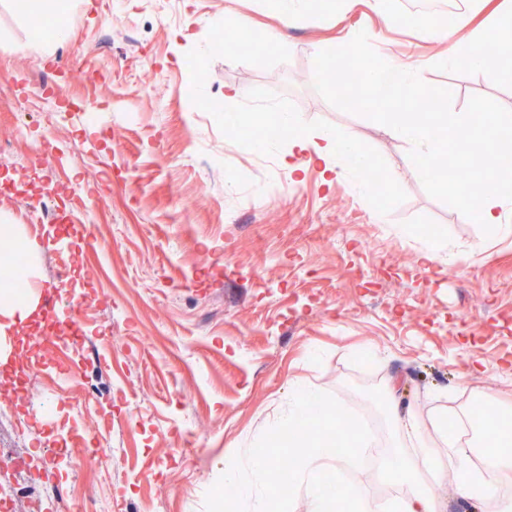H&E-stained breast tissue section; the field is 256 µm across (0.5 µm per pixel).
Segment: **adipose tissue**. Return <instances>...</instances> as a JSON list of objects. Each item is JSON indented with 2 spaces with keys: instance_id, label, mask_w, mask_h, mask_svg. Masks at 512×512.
I'll use <instances>...</instances> for the list:
<instances>
[{
  "instance_id": "adipose-tissue-1",
  "label": "adipose tissue",
  "mask_w": 512,
  "mask_h": 512,
  "mask_svg": "<svg viewBox=\"0 0 512 512\" xmlns=\"http://www.w3.org/2000/svg\"><path fill=\"white\" fill-rule=\"evenodd\" d=\"M504 20V15L500 14L492 17L490 25L471 27L464 38L450 45L447 52L449 65L464 62L474 67H487L493 57L489 49L491 29ZM280 122L288 129L287 139L279 144L283 167H291L294 157L307 156L318 162L325 181L330 183L338 176L340 166L344 165L357 173L358 191L364 195L369 193V184L360 177L365 157L354 143L334 131L312 128L292 113L282 114ZM455 200L469 217L484 224L493 235H512V226L503 221V212L512 204V198L483 190L456 195ZM386 408L392 419L407 430L411 443L418 447L416 455L400 449L387 457L384 463V479L406 491L404 497L390 503L391 512H440L442 502L431 492L424 477L428 471L443 479L454 478L459 492L468 498L479 500L487 496L489 485L484 475L501 466L503 449L512 446V432L488 425L486 435L491 440V447L479 454L472 445L448 438L447 411H437L428 419H421L417 409H402L401 400L393 391L387 396ZM440 437L446 439V447H438L436 440ZM477 456L482 459L478 465L473 462Z\"/></svg>"
}]
</instances>
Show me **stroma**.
<instances>
[{"label":"stroma","instance_id":"1","mask_svg":"<svg viewBox=\"0 0 512 512\" xmlns=\"http://www.w3.org/2000/svg\"><path fill=\"white\" fill-rule=\"evenodd\" d=\"M70 35L44 54L21 52L34 38L29 18L0 0V211L40 245L36 271L57 270V216L71 238L109 237L108 253L85 249L84 269L62 290L58 312L86 336L73 366L49 363L30 384L59 391L94 388L84 441L105 442L112 459L83 468L87 502L117 499L126 512H205L224 462L249 450L276 420L296 381L333 395L372 419L382 448L399 432L385 410L398 396L429 415L466 421L480 394L512 414V237L479 225L429 196L410 147L385 125L330 105L314 88L311 57L365 31L380 56L419 66L424 83L449 89L454 113L472 96L512 110V80L497 69L448 66L446 41L430 24L401 19L408 0L377 15L368 0L337 14L312 0L300 22H280L265 0H176L150 14L148 0H67ZM232 14L241 31L267 29L288 42L261 48L225 43L206 50L202 69L213 111L183 96L187 57ZM76 71L90 77L73 81ZM158 77L144 91L143 76ZM236 90L246 116L278 126V115L330 129L376 157L400 187L360 194L341 173L297 158L287 187L266 197L225 192L241 170L266 177L274 151L231 137L220 114ZM95 103L97 124L82 107ZM27 136L14 140L15 128ZM435 241L436 261L420 259ZM154 345L143 349V339ZM375 353V374L357 363ZM339 471L383 512L404 488L379 469Z\"/></svg>","mask_w":512,"mask_h":512}]
</instances>
